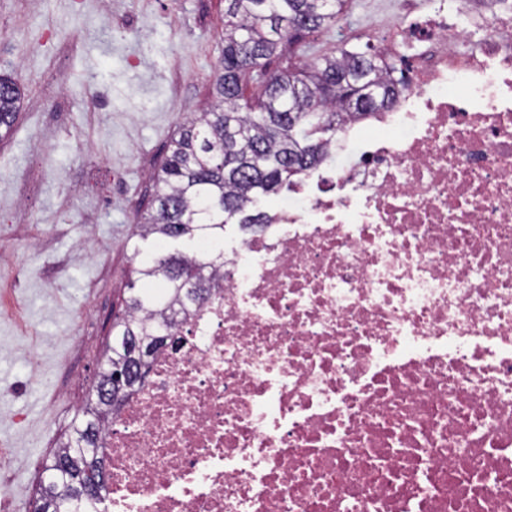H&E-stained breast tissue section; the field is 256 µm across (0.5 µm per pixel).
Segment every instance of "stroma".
<instances>
[{"label": "stroma", "instance_id": "stroma-1", "mask_svg": "<svg viewBox=\"0 0 512 512\" xmlns=\"http://www.w3.org/2000/svg\"><path fill=\"white\" fill-rule=\"evenodd\" d=\"M392 2L349 0L291 60L392 22ZM223 46L224 0H0V72L24 88L0 140V512H33L94 396L151 175L210 102Z\"/></svg>", "mask_w": 512, "mask_h": 512}]
</instances>
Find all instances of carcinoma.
<instances>
[{
	"label": "carcinoma",
	"mask_w": 512,
	"mask_h": 512,
	"mask_svg": "<svg viewBox=\"0 0 512 512\" xmlns=\"http://www.w3.org/2000/svg\"><path fill=\"white\" fill-rule=\"evenodd\" d=\"M348 0H224V47L210 107L187 120L172 139L170 155L154 175L156 193L140 216L138 236L154 238L161 250L134 246L136 282L125 300L126 315L112 324L101 376L127 371L129 344L151 342L175 326L186 302L201 301L211 270L224 252V227L260 224L257 203L293 184L299 171L323 160V147L347 120L366 119L391 101L371 95L370 83L392 96L400 81L373 47L342 45L306 61L269 70L274 57L336 24ZM24 92L9 74H0V137L16 122ZM188 250L169 251L168 243ZM111 413L98 397L89 402L52 458L72 461L70 470L47 466L39 495L50 512H85L88 502L60 490L106 472L102 430Z\"/></svg>",
	"instance_id": "carcinoma-1"
}]
</instances>
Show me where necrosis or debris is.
<instances>
[{
  "label": "necrosis or debris",
  "instance_id": "4bbe7bcc",
  "mask_svg": "<svg viewBox=\"0 0 512 512\" xmlns=\"http://www.w3.org/2000/svg\"><path fill=\"white\" fill-rule=\"evenodd\" d=\"M399 0L406 86L224 256L89 512H512V0Z\"/></svg>",
  "mask_w": 512,
  "mask_h": 512
}]
</instances>
